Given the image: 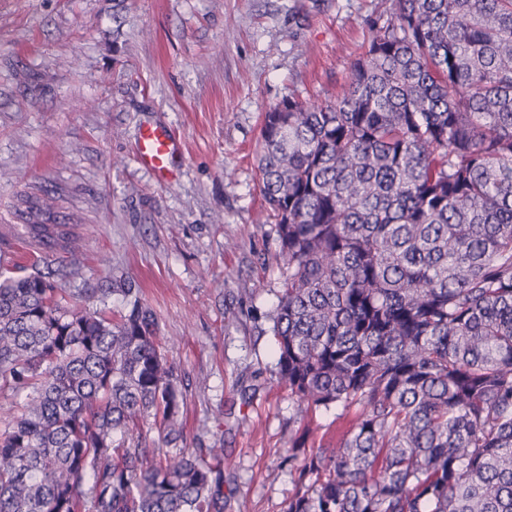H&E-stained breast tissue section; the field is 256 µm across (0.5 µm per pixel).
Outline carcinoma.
<instances>
[{
	"mask_svg": "<svg viewBox=\"0 0 512 512\" xmlns=\"http://www.w3.org/2000/svg\"><path fill=\"white\" fill-rule=\"evenodd\" d=\"M392 2L342 97L262 121L276 376L299 420L353 416L283 512H512V0ZM119 292L114 318L0 270V512H225L224 442L184 446L157 314Z\"/></svg>",
	"mask_w": 512,
	"mask_h": 512,
	"instance_id": "carcinoma-1",
	"label": "carcinoma"
}]
</instances>
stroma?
I'll return each instance as SVG.
<instances>
[{
	"mask_svg": "<svg viewBox=\"0 0 512 512\" xmlns=\"http://www.w3.org/2000/svg\"><path fill=\"white\" fill-rule=\"evenodd\" d=\"M392 0H0V266L22 216L77 227L83 265H48L68 291L121 311L142 289L182 380L186 445L224 441L231 500L283 512L292 447L332 441L336 409L298 420L274 375L269 316L283 268L256 155L283 99L341 97ZM179 138L177 177L135 158L139 131Z\"/></svg>",
	"mask_w": 512,
	"mask_h": 512,
	"instance_id": "obj_1",
	"label": "stroma"
}]
</instances>
